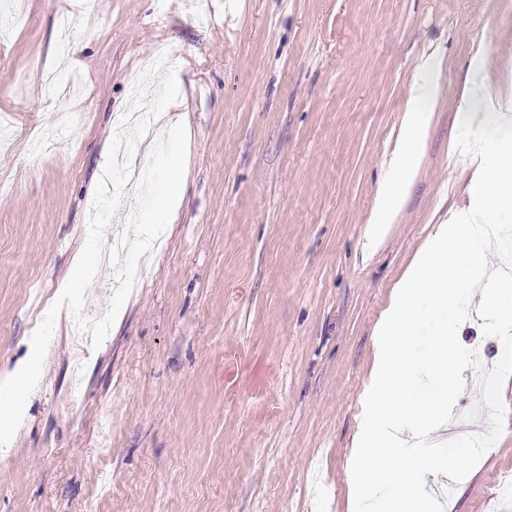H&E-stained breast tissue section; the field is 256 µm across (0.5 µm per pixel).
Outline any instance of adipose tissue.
Instances as JSON below:
<instances>
[{
  "mask_svg": "<svg viewBox=\"0 0 512 512\" xmlns=\"http://www.w3.org/2000/svg\"><path fill=\"white\" fill-rule=\"evenodd\" d=\"M438 67L439 63L435 57L423 58L410 84L409 98L415 110L408 113L400 136L402 146L388 164L395 179L391 184L385 185L381 194L376 207L373 235H380L382 225L391 223L398 213L402 190L412 183L416 167V149L426 133L429 114L438 97Z\"/></svg>",
  "mask_w": 512,
  "mask_h": 512,
  "instance_id": "adipose-tissue-1",
  "label": "adipose tissue"
}]
</instances>
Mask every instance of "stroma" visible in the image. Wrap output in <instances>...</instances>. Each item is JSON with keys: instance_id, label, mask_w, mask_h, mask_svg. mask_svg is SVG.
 <instances>
[{"instance_id": "1", "label": "stroma", "mask_w": 512, "mask_h": 512, "mask_svg": "<svg viewBox=\"0 0 512 512\" xmlns=\"http://www.w3.org/2000/svg\"><path fill=\"white\" fill-rule=\"evenodd\" d=\"M101 0L67 68L71 0H0V373L84 247L94 190L160 45L179 55L182 204L99 349L59 314L0 512H350L348 458L373 332L413 257L472 204L457 98L472 63L512 98V0ZM442 57L418 174L377 249L368 223L419 57ZM81 388L86 411L70 410ZM505 428L445 512L512 473Z\"/></svg>"}]
</instances>
